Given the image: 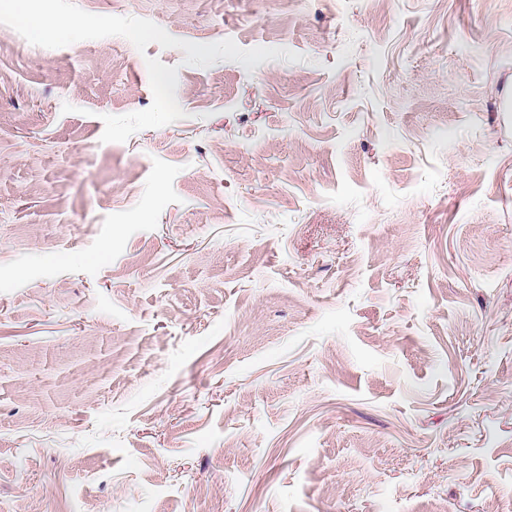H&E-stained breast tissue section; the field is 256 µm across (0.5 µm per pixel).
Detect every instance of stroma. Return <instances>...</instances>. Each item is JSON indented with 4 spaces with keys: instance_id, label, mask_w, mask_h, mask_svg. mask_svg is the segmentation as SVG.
I'll list each match as a JSON object with an SVG mask.
<instances>
[{
    "instance_id": "obj_1",
    "label": "stroma",
    "mask_w": 512,
    "mask_h": 512,
    "mask_svg": "<svg viewBox=\"0 0 512 512\" xmlns=\"http://www.w3.org/2000/svg\"><path fill=\"white\" fill-rule=\"evenodd\" d=\"M74 2L303 59L0 24V512H512V0Z\"/></svg>"
}]
</instances>
